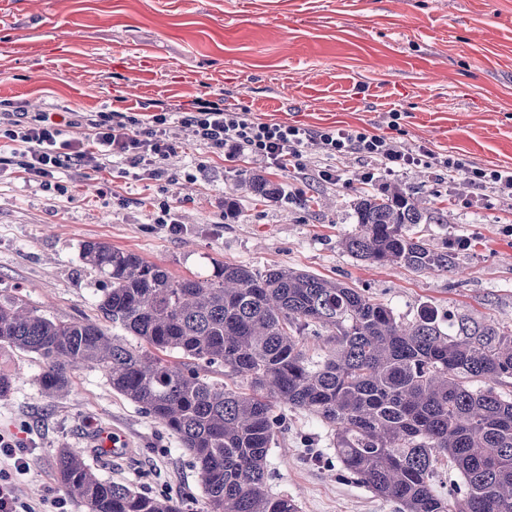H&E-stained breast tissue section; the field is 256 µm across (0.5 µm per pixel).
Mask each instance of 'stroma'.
I'll return each mask as SVG.
<instances>
[{"mask_svg":"<svg viewBox=\"0 0 512 512\" xmlns=\"http://www.w3.org/2000/svg\"><path fill=\"white\" fill-rule=\"evenodd\" d=\"M29 113L60 107L95 113H158L199 100L245 110L262 122L341 126L512 167V0H0V100ZM177 153L161 179L137 178L126 163L102 173L56 172L51 184L0 168V297H16L60 321L112 322L99 308L100 273L84 243L139 254L176 277L214 263L260 271L291 268L359 288L413 321L423 305L512 329V198H470L464 176L410 167L369 182L352 155L339 180L309 147L302 167H271L209 152L192 127H170ZM265 174L286 196L263 202L239 190L242 171ZM414 186L448 221L427 236L459 251L454 271L416 273L357 261L343 247L353 233L356 192ZM239 204L224 218L225 197ZM170 207L180 226L159 223ZM35 354L0 347L11 390L0 399V433L27 448L16 478L23 501L53 512L54 497L82 512L54 466L58 449L80 448L99 478L182 512H206L200 475L175 435L114 391L105 373L80 366L70 385L45 395ZM267 458L272 493L300 512H397L393 501L336 477L327 428L285 409ZM108 431L119 458L100 457Z\"/></svg>","mask_w":512,"mask_h":512,"instance_id":"35a3bbf8","label":"stroma"}]
</instances>
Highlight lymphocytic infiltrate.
Returning <instances> with one entry per match:
<instances>
[{
	"instance_id": "lymphocytic-infiltrate-1",
	"label": "lymphocytic infiltrate",
	"mask_w": 512,
	"mask_h": 512,
	"mask_svg": "<svg viewBox=\"0 0 512 512\" xmlns=\"http://www.w3.org/2000/svg\"><path fill=\"white\" fill-rule=\"evenodd\" d=\"M193 127L199 141L213 153L234 158L248 156L267 165L299 161L308 146H316L330 160L320 171L323 179L336 176L334 162L352 153L373 160L385 172L406 167L439 164L449 177L465 175L475 188L494 186L512 196V168L481 167L459 155L434 156L427 148L406 149L394 139L368 131L328 127L312 131L297 125L255 120L246 111H233L217 102L195 104L193 110L174 115L172 110L145 121L134 112H100L80 115L51 109L27 116L9 101H0V139L17 143L10 155H0V165H12L31 178H47L61 169L80 168L102 172L114 159L156 176L177 148L168 133L172 118ZM67 128L79 129L76 137H64ZM27 469L25 451L0 434V512H35L24 503L14 481Z\"/></svg>"
}]
</instances>
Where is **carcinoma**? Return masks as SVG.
I'll return each instance as SVG.
<instances>
[{"instance_id":"obj_1","label":"carcinoma","mask_w":512,"mask_h":512,"mask_svg":"<svg viewBox=\"0 0 512 512\" xmlns=\"http://www.w3.org/2000/svg\"><path fill=\"white\" fill-rule=\"evenodd\" d=\"M240 185L275 201L261 174ZM345 249L369 264L413 272L457 267L407 228L446 224L415 188L394 184L353 202ZM105 276L101 309L135 345L90 321H56L0 298V345L37 354L51 395L81 365L102 369L117 393L181 441L198 468L207 512H300L267 487L266 458L288 408L333 432L339 469L398 512H512V333L461 317L443 328L421 307L404 323L359 288L288 268L263 273L215 263L176 278L140 255L83 246ZM224 368V380L206 369ZM459 473L443 496L438 470ZM62 483L84 512H182L171 499L101 480L79 448L60 450Z\"/></svg>"}]
</instances>
